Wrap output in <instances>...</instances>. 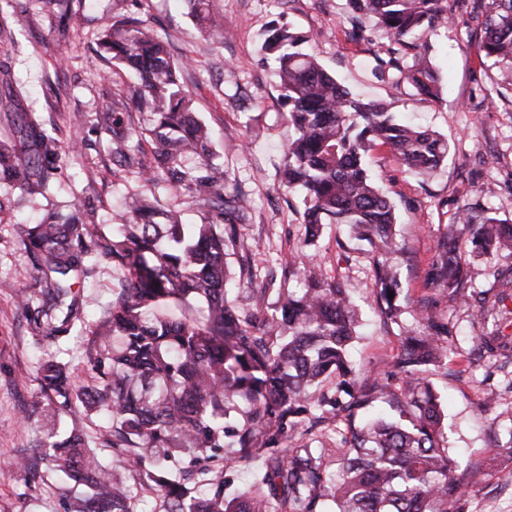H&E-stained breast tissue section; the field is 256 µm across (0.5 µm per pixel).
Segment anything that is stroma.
Instances as JSON below:
<instances>
[{"label": "stroma", "mask_w": 512, "mask_h": 512, "mask_svg": "<svg viewBox=\"0 0 512 512\" xmlns=\"http://www.w3.org/2000/svg\"><path fill=\"white\" fill-rule=\"evenodd\" d=\"M135 6L172 58L188 63L182 82L214 130L216 149L225 152V195L240 191L248 198L238 230L252 254L254 287L279 283L288 267L310 261L326 279L346 283L361 320L352 356L364 370L395 360L404 327L416 319V300L437 295L452 335L447 370L429 373L428 379L443 401L449 448L462 463L485 472L469 489L466 512H512V363L472 359L491 321L449 294H435L427 280L434 244L456 228L463 204L493 208L512 224V75L476 52L484 9L452 4L448 23L423 36L444 93L438 100L417 96L407 84L379 78L378 61L389 57L393 45L370 20L361 38L352 40L346 0H211L224 17L220 44L200 32L181 0H82L67 20L59 0H32L6 53L16 76L32 88L33 107L62 144L77 133L83 142L67 158L50 201L22 205L12 223L0 224V512H62L65 482L46 469L31 477L20 466L43 444L38 420L51 409L40 388L39 363L54 357L79 383L90 382L98 348L95 324L122 273L110 260L97 259L76 289L82 308L70 332L40 342L16 295L17 289L36 287L38 277L21 244L22 227L49 204L65 205L76 197L95 206L102 223H117L125 186L114 175L108 140L93 131L91 118L127 91L128 77L99 58L96 40L115 16ZM281 16L296 31L315 35L312 52L354 96L382 103L396 119L427 127L448 143L447 160L429 177L408 171L382 146L366 157L397 217L393 262L412 299L398 322L384 323L374 309L370 284L379 252L372 244L349 239L342 224L325 225L316 245L303 242V205L282 186L293 130L272 67L260 52L264 30ZM488 387L497 393L490 405L484 399Z\"/></svg>", "instance_id": "1"}]
</instances>
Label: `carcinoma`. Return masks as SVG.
I'll list each match as a JSON object with an SVG mask.
<instances>
[{
    "mask_svg": "<svg viewBox=\"0 0 512 512\" xmlns=\"http://www.w3.org/2000/svg\"><path fill=\"white\" fill-rule=\"evenodd\" d=\"M31 0H0V45L14 41L13 23ZM213 42L224 40V21L208 0H184ZM460 8L486 3L476 44L481 58L512 70V0H457ZM352 35L364 17L389 41L412 51L410 61H380L397 71L418 96L438 99L440 77L428 46L412 35L448 19L447 0H347ZM311 37L274 20L262 43L276 63L279 98L294 129L285 150L283 183L302 197L305 240L326 224H347L352 236L380 251L372 294L380 317L401 312V283L394 253V207L369 176L366 155L389 147L401 164L432 175L448 154L433 131L396 120L387 108L352 96L300 46ZM102 59L133 76L127 104L97 111L93 126L112 145V158L137 181L172 191L160 206L154 195L126 191L121 222L105 231L98 212L83 201L49 211L22 228V245L45 287L32 296L18 290L43 340L69 332L78 303L68 282L88 273L99 257L125 272L119 292L95 329L100 353L94 383L80 386L54 359L39 367L42 392L61 410L78 401L101 408L110 426L99 444L112 449L102 468L80 430L62 431L58 413L41 421L47 443L39 463L86 491L64 502V512H133L122 474L144 475L162 512H463L462 500L480 471H459L448 452L439 396L423 377L429 366H448V322L434 298L418 301L416 328L408 330L389 369L357 373L349 360L357 311L344 286L312 268L304 287L280 281L272 313L266 288H251V266L230 271L228 251L244 254L238 233L246 217L239 193L224 196V169L208 125L179 80L180 66L135 13L116 17L97 40ZM0 90L25 96L8 63H0ZM14 144L0 142V223L20 199L45 198L59 187L61 141L35 112L17 113ZM152 143L154 161L138 151ZM199 209V223L183 222L184 207ZM458 220L470 237L450 232L434 246L431 285L449 292L485 318L490 291L467 287L462 254L504 261L496 270L494 303L512 294V224L488 208L462 207ZM247 293V306L236 299ZM394 297H389V293ZM66 310L58 326L44 319ZM480 350L512 359V339L480 337ZM334 448L314 443L335 432ZM263 459L258 480L227 493L224 472Z\"/></svg>",
    "mask_w": 512,
    "mask_h": 512,
    "instance_id": "obj_1",
    "label": "carcinoma"
}]
</instances>
